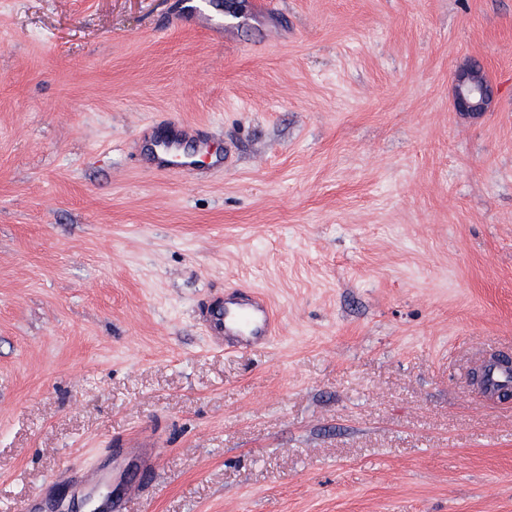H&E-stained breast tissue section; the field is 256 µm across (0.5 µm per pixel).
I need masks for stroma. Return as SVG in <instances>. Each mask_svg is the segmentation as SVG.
I'll use <instances>...</instances> for the list:
<instances>
[{"label": "stroma", "instance_id": "1", "mask_svg": "<svg viewBox=\"0 0 512 512\" xmlns=\"http://www.w3.org/2000/svg\"><path fill=\"white\" fill-rule=\"evenodd\" d=\"M0 0V512L148 429L125 512H512V0ZM480 62L488 112L452 105ZM228 164L152 171L138 132ZM262 291L265 349L201 299ZM199 320L208 338L224 350L270 346L275 317L267 298L254 288H226L202 305ZM485 378V395L489 400L496 397L499 392L512 387V367L505 365H489Z\"/></svg>", "mask_w": 512, "mask_h": 512}]
</instances>
